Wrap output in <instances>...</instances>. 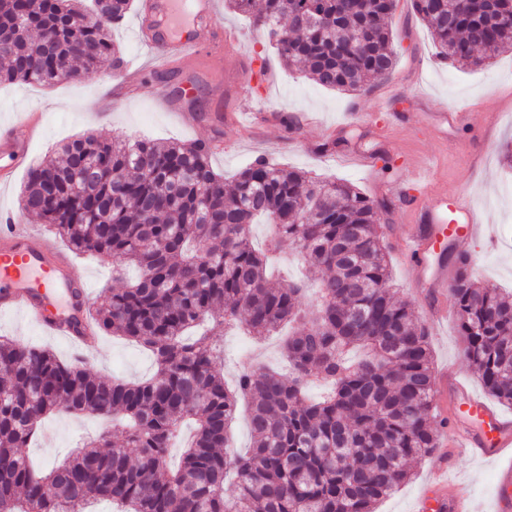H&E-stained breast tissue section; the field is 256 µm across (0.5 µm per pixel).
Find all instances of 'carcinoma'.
Segmentation results:
<instances>
[{"label":"carcinoma","mask_w":512,"mask_h":512,"mask_svg":"<svg viewBox=\"0 0 512 512\" xmlns=\"http://www.w3.org/2000/svg\"><path fill=\"white\" fill-rule=\"evenodd\" d=\"M0 0V83L52 86L82 69L118 65L108 28L132 0ZM261 28L290 68L333 90L359 91L388 73V22L397 0H228ZM440 57L478 68L512 50V0H412ZM311 26L300 30L294 18ZM21 210L75 252L134 266L137 279L107 290L97 327L148 348L154 374L124 382L62 362L51 350L0 336V512H375L411 477L408 463L438 447L429 340L414 311L393 299L379 225L387 205L353 185L318 181L265 158L227 188L205 144L108 141L85 135L59 158L29 168ZM267 219L270 251L287 247L318 278L284 284L256 250L250 226ZM450 289L464 354L486 392L512 405V293L479 286L467 258ZM316 311L302 314L309 290ZM210 334L189 337L201 319ZM288 372L242 370L234 387L217 369L226 331L274 334ZM311 382L327 386L305 398ZM250 407L251 446L229 449L239 401ZM110 417L124 433L90 438L41 470L20 448L53 414ZM194 425L182 438L181 426ZM180 447V463L170 451Z\"/></svg>","instance_id":"carcinoma-1"}]
</instances>
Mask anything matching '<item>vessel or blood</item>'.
Listing matches in <instances>:
<instances>
[{"label":"vessel or blood","mask_w":512,"mask_h":512,"mask_svg":"<svg viewBox=\"0 0 512 512\" xmlns=\"http://www.w3.org/2000/svg\"><path fill=\"white\" fill-rule=\"evenodd\" d=\"M216 0H148L145 9L153 21L148 45L155 47V68H167L175 60H220L224 54L222 17ZM39 114L0 127V156L11 170L28 161L27 142ZM414 223L403 229L404 263L429 271L437 303L435 312L448 304V267L441 261L442 243L457 245L484 237L486 229L470 202L460 193L427 187ZM90 300L86 280L74 274L70 256L57 243L21 224L0 225V311L25 315L49 336L80 342L89 335ZM437 403L454 417L444 446L472 456L497 459L512 451V420L476 398L467 386L438 388ZM424 512H472V500L464 484L448 479L440 466L430 482Z\"/></svg>","instance_id":"obj_1"}]
</instances>
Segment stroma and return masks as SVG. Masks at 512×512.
I'll list each match as a JSON object with an SVG mask.
<instances>
[{
  "label": "stroma",
  "instance_id": "35a3bbf8",
  "mask_svg": "<svg viewBox=\"0 0 512 512\" xmlns=\"http://www.w3.org/2000/svg\"><path fill=\"white\" fill-rule=\"evenodd\" d=\"M143 2L134 0L130 12L112 30L124 61L145 67L139 88L128 94L119 110L101 111L100 97L111 88L114 75L113 68L105 66L50 88L24 82L0 84V125L16 121L23 113L41 111L42 131L30 146L32 158L38 161L58 155L61 144L84 134L105 140L217 141L222 148L212 154L211 163L225 179H233L248 163L263 157L321 179L347 181L371 199L387 201L390 211L381 225L390 231L385 245L392 292L426 322L434 370L454 368L477 395H484L481 381L463 356L455 319L431 322V290L413 269L403 267L394 233L407 222L400 190L418 193L426 181L442 190L465 192L491 237L465 241L459 250L474 260L476 281L512 291V167L506 166L498 151L500 144L512 142V52L496 55L478 70L454 67L439 58L429 30L413 13L411 0H398L390 20L397 54L393 68L364 90H327L288 70L264 32L229 8L226 0H218L224 30L233 36L220 62L197 61L157 73L148 68L152 49L135 34ZM242 66L254 73L270 67L272 86L257 80L242 85L238 79ZM186 81L194 84L197 97L183 95ZM161 84L172 97L166 105L154 96ZM199 105L206 119L184 122L183 111ZM446 110L467 113L469 124L452 129L439 125L434 115ZM282 112L296 117L294 129L280 123ZM414 112L428 113L429 118L410 121ZM74 260L76 275L91 284L96 307L103 303L107 289L123 287L135 275L129 267L113 276L108 259L78 254ZM0 336L49 348L65 362L71 359L68 342L45 335L14 313H0ZM279 342L276 335L257 340L239 332L229 334L220 367L225 383H234L245 359L256 367L282 366ZM84 366L93 374L127 382L144 380L154 371L147 349L105 334L99 337L98 353ZM103 427L102 421L87 416L54 414L42 423L23 453L50 466L65 459L84 436ZM442 458L438 450L413 464L412 478L383 499L376 512H418L428 491L429 474ZM452 464L451 475L469 487L476 512H494L498 475L512 466V456L490 461L459 451Z\"/></svg>",
  "mask_w": 512,
  "mask_h": 512
}]
</instances>
